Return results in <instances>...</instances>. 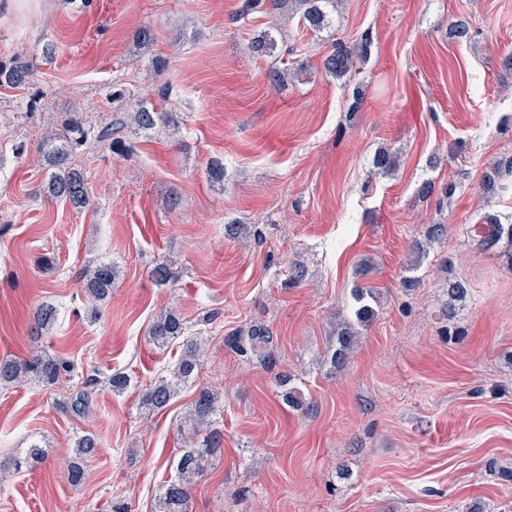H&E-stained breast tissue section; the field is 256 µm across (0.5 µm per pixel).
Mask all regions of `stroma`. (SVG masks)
<instances>
[{
  "label": "stroma",
  "mask_w": 512,
  "mask_h": 512,
  "mask_svg": "<svg viewBox=\"0 0 512 512\" xmlns=\"http://www.w3.org/2000/svg\"><path fill=\"white\" fill-rule=\"evenodd\" d=\"M241 0H0V59L33 60L21 89H0V359L41 350L95 373L88 416L60 404L81 377L45 386L0 387V512H155L183 448L200 387L222 390L224 453L192 489V512H512V256L483 251L466 229L479 212L512 215V190H478L490 163L512 154V0H343L331 30L296 20L230 16ZM471 40L451 38L452 21ZM279 24L281 45L304 43L307 71L274 87L279 58L246 49ZM153 31L150 47L135 41ZM370 33L366 61L350 81L326 76L332 39ZM55 55H41L44 42ZM172 61L149 70L151 56ZM170 85L179 135L126 133V151L90 143L81 155L97 207L78 211L39 196L47 163L38 145L72 117L108 123L126 110L114 82ZM23 140L22 158L12 153ZM400 167L376 174L378 149ZM224 161V184L205 175ZM437 190L421 197L424 181ZM455 183L452 197L440 189ZM176 212H167L169 196ZM238 222L245 237L228 240ZM443 224L406 283L409 246L425 225ZM308 274L286 283L291 259ZM179 272L157 286V260ZM101 260L121 276L97 320H89L82 271ZM369 261L374 271L358 278ZM469 283L457 323L440 331L448 276ZM376 286L378 315L348 362L322 358L352 291ZM57 309L48 335L31 334L32 312ZM175 307L205 345L195 382L163 411L143 416L139 394L174 366L181 342L159 348L148 328ZM276 338L280 370L312 401L284 405L274 373L224 345L247 323ZM131 378L113 394L114 370ZM93 433L98 454L74 485L67 466L76 437ZM40 445L45 459L14 469Z\"/></svg>",
  "instance_id": "stroma-1"
}]
</instances>
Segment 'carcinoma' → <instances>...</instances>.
Instances as JSON below:
<instances>
[{
	"label": "carcinoma",
	"mask_w": 512,
	"mask_h": 512,
	"mask_svg": "<svg viewBox=\"0 0 512 512\" xmlns=\"http://www.w3.org/2000/svg\"><path fill=\"white\" fill-rule=\"evenodd\" d=\"M300 11L304 26L320 31L333 25V12L336 0H241V5L233 15L232 21L244 22L249 16L265 9L287 11L289 5ZM372 36L361 35L354 42L341 39L332 40L331 53L324 60V71L336 79H345L351 75L355 63L364 60L370 50ZM278 39L273 30H268L251 41L247 50L254 56L272 57L277 54ZM32 74V62L13 59L9 62L0 61V87L17 89L29 83ZM128 98L129 111L117 112L112 121L94 130L98 141L109 142L112 151L120 153L125 150V142L120 133L131 128L136 133L146 135L160 129L179 128L177 115L166 110L161 111L147 103L134 92L127 94L118 89L112 91V98ZM88 139V132L80 126L71 127L62 133L45 137L41 150L49 167L45 185L42 187L46 198L64 200L73 208L82 210L94 205L84 170L73 164V156ZM399 165L398 156L389 149H382L374 156L373 167L377 173L388 175L396 171ZM512 175V156L500 159L488 167L481 175L479 189L485 196L496 194L502 186L504 174ZM471 232L477 238L478 246L489 251L506 242L512 246V223L502 222L501 215L496 211H488L480 216L478 223L471 225ZM446 226L443 224L426 225V242L414 241L411 245L414 260L412 268H417L427 253L425 244L432 243L445 236ZM151 277L160 286H171L175 283L176 273L171 264L165 260L156 262L151 268ZM119 278L118 267L110 261H101L88 268L84 274L83 292L86 303L90 305L92 314L100 313V307L112 296V288ZM447 301L443 317L447 321L446 330L455 328L457 308L464 301L468 289L464 282L448 279L445 284ZM376 292L373 287H359L353 292L352 317L343 320L336 328V341L328 349L327 362L333 368L344 365L358 345L363 331L373 322L376 316ZM55 310L42 305L34 312L36 328L48 330L53 325ZM190 326L174 307L165 309L151 323L148 336L159 346L167 345L171 340L188 333ZM224 344L241 357L257 360L263 368L271 371L279 364L276 355V341L272 331L265 324H251L236 328L225 335ZM203 342L189 339L176 364L166 375H159L155 381L144 389L139 397L140 407L148 412H158L165 408L179 392L180 385L188 382L197 372L199 356ZM74 364L66 357L42 352L23 360H0V385L21 386L30 379L45 385H54L63 379L74 376ZM283 387L282 399L298 410L304 409L305 397L298 387H291V376H278ZM98 378L92 373L82 381L81 389L77 390L62 410L74 417L89 414L92 399L88 388L96 385ZM219 392L211 387L199 389L192 402L189 420L194 427L184 437L185 448L176 460L175 477L167 480L160 489L156 512H191L192 489L196 479L207 471L211 461L224 453V432L216 426L214 417L218 411ZM99 448L98 440L91 434L76 439L73 456L67 468V479L77 485L84 481L83 463L94 456Z\"/></svg>",
	"instance_id": "carcinoma-1"
}]
</instances>
